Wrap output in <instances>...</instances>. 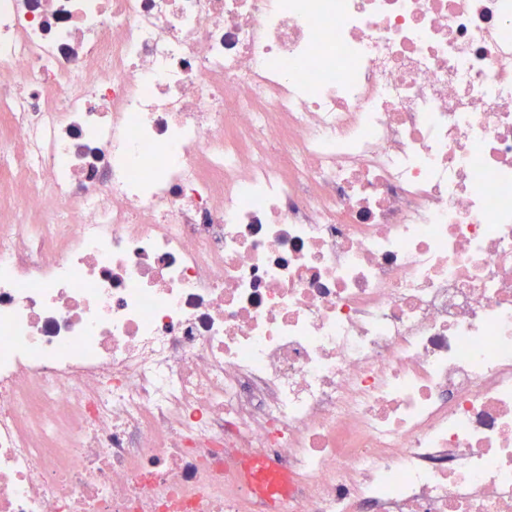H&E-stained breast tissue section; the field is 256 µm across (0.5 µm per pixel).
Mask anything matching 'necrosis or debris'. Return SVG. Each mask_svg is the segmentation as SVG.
<instances>
[{
    "instance_id": "necrosis-or-debris-1",
    "label": "necrosis or debris",
    "mask_w": 512,
    "mask_h": 512,
    "mask_svg": "<svg viewBox=\"0 0 512 512\" xmlns=\"http://www.w3.org/2000/svg\"><path fill=\"white\" fill-rule=\"evenodd\" d=\"M0 216V512H512V0H0Z\"/></svg>"
}]
</instances>
